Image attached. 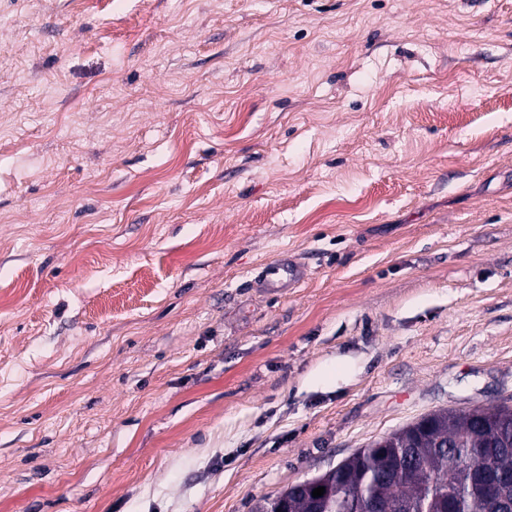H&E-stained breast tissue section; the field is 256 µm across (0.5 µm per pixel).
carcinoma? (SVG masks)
<instances>
[{"mask_svg":"<svg viewBox=\"0 0 512 512\" xmlns=\"http://www.w3.org/2000/svg\"><path fill=\"white\" fill-rule=\"evenodd\" d=\"M426 425L408 424L317 476L307 495L286 488L260 499L253 512H309L318 487L321 512H353L352 492L378 498L387 512H490L491 483L512 482V412L505 406L466 412L439 409Z\"/></svg>","mask_w":512,"mask_h":512,"instance_id":"obj_1","label":"carcinoma"}]
</instances>
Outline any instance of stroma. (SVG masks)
<instances>
[{"instance_id": "stroma-1", "label": "stroma", "mask_w": 512, "mask_h": 512, "mask_svg": "<svg viewBox=\"0 0 512 512\" xmlns=\"http://www.w3.org/2000/svg\"><path fill=\"white\" fill-rule=\"evenodd\" d=\"M496 404L512 0H0V512H251ZM305 272L303 265L283 260L264 267L260 282L265 288H290L304 279Z\"/></svg>"}]
</instances>
